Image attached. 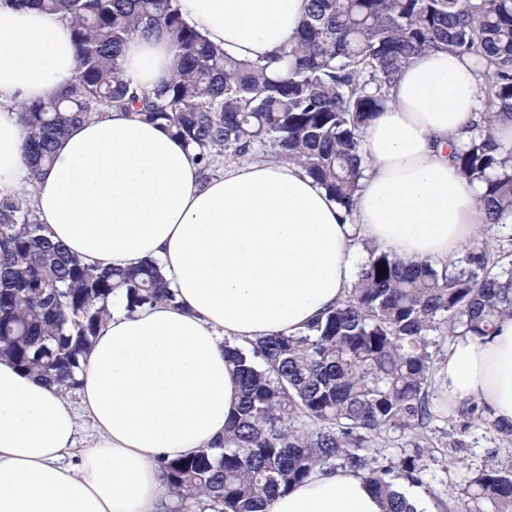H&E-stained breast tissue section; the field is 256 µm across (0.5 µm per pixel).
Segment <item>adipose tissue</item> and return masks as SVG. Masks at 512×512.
<instances>
[{"mask_svg":"<svg viewBox=\"0 0 512 512\" xmlns=\"http://www.w3.org/2000/svg\"><path fill=\"white\" fill-rule=\"evenodd\" d=\"M178 6L211 43L258 61L289 46L308 0ZM174 56L165 36L135 35L119 57L121 77L153 86ZM75 67L69 22L0 9V190L27 174L16 103L56 96ZM482 83L474 58L414 55L365 128L369 164L349 213L293 163L203 175L185 144L132 110L74 126L34 187L48 234L104 266L158 259L178 299L130 312L113 298L76 399L0 362V512H163L162 460L222 438L237 406L225 342L304 330L352 288L364 244L414 262L473 247L484 215L448 152L483 110ZM435 379L449 400L475 401L512 425V318L488 336L457 339ZM383 509L362 475L324 468L268 512Z\"/></svg>","mask_w":512,"mask_h":512,"instance_id":"ef3b65f1","label":"adipose tissue"}]
</instances>
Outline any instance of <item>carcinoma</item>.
Here are the masks:
<instances>
[{
	"label": "carcinoma",
	"instance_id": "obj_1",
	"mask_svg": "<svg viewBox=\"0 0 512 512\" xmlns=\"http://www.w3.org/2000/svg\"><path fill=\"white\" fill-rule=\"evenodd\" d=\"M2 2L61 15L77 48L61 95L18 104L31 187L73 125L134 108L206 170L219 157L295 163L350 210L367 167L364 127L412 56L448 50L483 63L485 103L449 159L479 185L486 230L512 216V153L493 135L512 118V0H310L290 47L254 62L210 43L177 0ZM153 31L175 48L172 72L152 89L132 86L121 78L122 47ZM366 253L346 299L306 331L248 347L224 342L240 386L236 412L210 447L161 461L164 512H265L325 467L362 474L385 512H417L404 486L429 483L424 430L439 418L430 401L438 338L485 336L511 318L512 264L484 245L451 264L406 261L375 245ZM120 290L130 311L176 301L157 260L128 269L86 263L45 234L31 201L0 198L1 361L76 390ZM383 438L401 452L375 466L367 451ZM462 495L474 512H512V465L469 472Z\"/></svg>",
	"mask_w": 512,
	"mask_h": 512
}]
</instances>
